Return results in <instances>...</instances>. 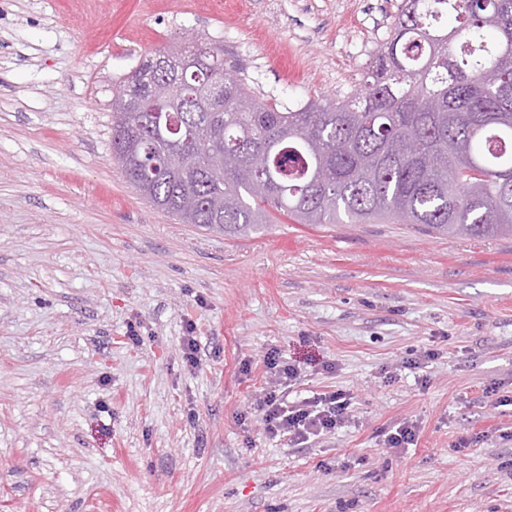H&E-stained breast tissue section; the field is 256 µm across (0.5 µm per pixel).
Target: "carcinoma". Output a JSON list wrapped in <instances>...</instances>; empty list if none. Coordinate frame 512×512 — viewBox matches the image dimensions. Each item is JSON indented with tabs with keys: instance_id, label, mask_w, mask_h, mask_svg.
<instances>
[{
	"instance_id": "obj_1",
	"label": "carcinoma",
	"mask_w": 512,
	"mask_h": 512,
	"mask_svg": "<svg viewBox=\"0 0 512 512\" xmlns=\"http://www.w3.org/2000/svg\"><path fill=\"white\" fill-rule=\"evenodd\" d=\"M452 15L457 25L442 19ZM167 73L170 101L112 98V152L157 209L227 236L398 218L448 238L512 237V0H404L349 99L282 112L224 73Z\"/></svg>"
}]
</instances>
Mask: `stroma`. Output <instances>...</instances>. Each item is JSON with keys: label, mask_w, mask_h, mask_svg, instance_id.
<instances>
[{"label": "stroma", "mask_w": 512, "mask_h": 512, "mask_svg": "<svg viewBox=\"0 0 512 512\" xmlns=\"http://www.w3.org/2000/svg\"><path fill=\"white\" fill-rule=\"evenodd\" d=\"M400 3L0 0V512H512V238H230L112 154V96L159 48L223 42L288 109L359 89ZM272 347L302 368L287 401L353 393L341 428L263 434ZM404 421L417 445L386 447Z\"/></svg>", "instance_id": "1"}]
</instances>
